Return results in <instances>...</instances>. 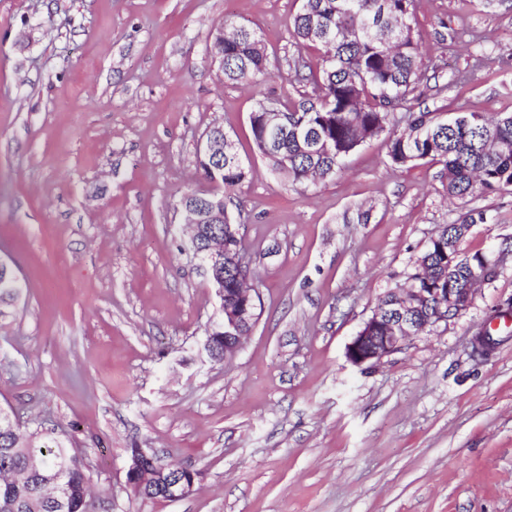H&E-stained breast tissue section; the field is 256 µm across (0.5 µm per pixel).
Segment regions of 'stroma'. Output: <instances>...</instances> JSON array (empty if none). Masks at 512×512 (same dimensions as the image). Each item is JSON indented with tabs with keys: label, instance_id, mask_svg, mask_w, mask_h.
Returning <instances> with one entry per match:
<instances>
[{
	"label": "stroma",
	"instance_id": "stroma-1",
	"mask_svg": "<svg viewBox=\"0 0 512 512\" xmlns=\"http://www.w3.org/2000/svg\"><path fill=\"white\" fill-rule=\"evenodd\" d=\"M301 0H0V261L24 290L0 316V409L84 464L98 512H512V339H471L512 301V256L460 317L371 367L346 350L404 286L437 228L479 207L465 251L512 245V192L449 201L440 164L367 141L331 180L296 185L255 148L260 102L311 97L291 20ZM415 37L458 84L414 108L512 112V0H415ZM257 29L272 75L224 84V20ZM222 126L247 178L241 224L259 318L235 356L205 349L217 298L179 232L208 191L200 145ZM200 470L142 500L127 451Z\"/></svg>",
	"mask_w": 512,
	"mask_h": 512
}]
</instances>
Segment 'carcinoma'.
I'll return each mask as SVG.
<instances>
[{
    "instance_id": "1",
    "label": "carcinoma",
    "mask_w": 512,
    "mask_h": 512,
    "mask_svg": "<svg viewBox=\"0 0 512 512\" xmlns=\"http://www.w3.org/2000/svg\"><path fill=\"white\" fill-rule=\"evenodd\" d=\"M415 0H302L292 19L295 39L320 53L322 64L311 73L313 95L285 108L288 121L272 133L266 112L252 113L250 126L259 153L294 183L326 181L365 142L382 137L392 163L411 167L429 160L442 165L448 197L473 198L512 191V113L495 117L465 113L463 120L409 105V96L437 78V65L425 60L414 35ZM224 82L255 83L269 74L266 46L249 27L224 20ZM404 109L401 119L394 112ZM206 141L224 143V191L241 185L247 170L234 141L218 128ZM488 211L472 208L454 224L441 227L415 262L411 288H476L491 276L482 272L494 257L460 254L458 244ZM42 467L29 469L32 454ZM27 474L20 484L0 479V512H33V501L48 486L59 488L64 507L40 512H95L89 499V476L77 456L49 434H24L9 414L0 411V476ZM171 468L151 454L142 456L128 480L144 500L183 496L197 470L179 472L183 483L172 487Z\"/></svg>"
}]
</instances>
